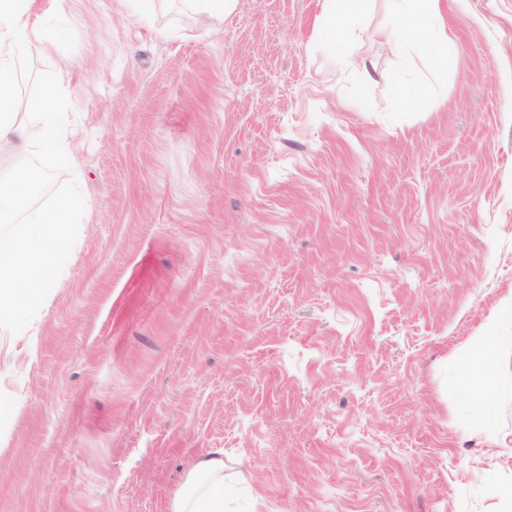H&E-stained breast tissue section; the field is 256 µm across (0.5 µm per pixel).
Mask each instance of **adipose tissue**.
<instances>
[{"instance_id":"adipose-tissue-1","label":"adipose tissue","mask_w":512,"mask_h":512,"mask_svg":"<svg viewBox=\"0 0 512 512\" xmlns=\"http://www.w3.org/2000/svg\"><path fill=\"white\" fill-rule=\"evenodd\" d=\"M444 0H392L398 19L396 27L381 28L378 39L423 49L432 58H441L448 44V29L443 21ZM512 323V290L505 292L486 319L483 336L471 346L461 366L463 383L496 374L503 352L512 350V332H501L503 323ZM230 486L224 480V451L212 449L189 474L183 489L171 505V512H228Z\"/></svg>"}]
</instances>
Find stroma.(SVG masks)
Wrapping results in <instances>:
<instances>
[{
	"label": "stroma",
	"mask_w": 512,
	"mask_h": 512,
	"mask_svg": "<svg viewBox=\"0 0 512 512\" xmlns=\"http://www.w3.org/2000/svg\"><path fill=\"white\" fill-rule=\"evenodd\" d=\"M321 10L33 0L89 215L0 330V512H168L214 448L238 512H512L459 374L512 289V0L409 66L367 0L371 81ZM493 385L512 439V351Z\"/></svg>",
	"instance_id": "stroma-1"
}]
</instances>
